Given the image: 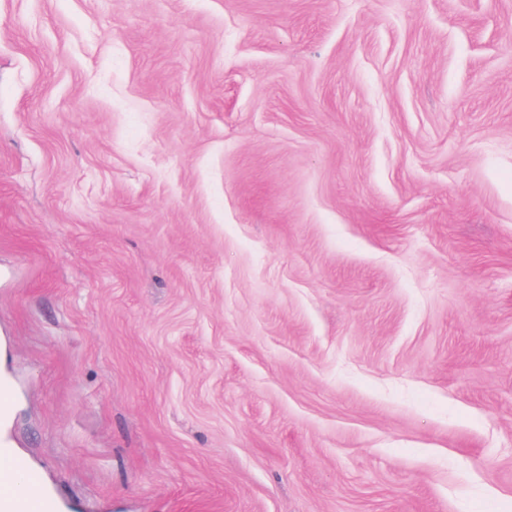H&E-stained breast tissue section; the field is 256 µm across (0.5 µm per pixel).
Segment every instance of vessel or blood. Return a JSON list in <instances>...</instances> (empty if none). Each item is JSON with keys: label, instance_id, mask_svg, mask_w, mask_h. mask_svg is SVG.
Masks as SVG:
<instances>
[{"label": "vessel or blood", "instance_id": "1", "mask_svg": "<svg viewBox=\"0 0 512 512\" xmlns=\"http://www.w3.org/2000/svg\"><path fill=\"white\" fill-rule=\"evenodd\" d=\"M0 459L6 463L0 471V512H56L55 502L48 495L20 492V485L36 487L41 478L17 457L10 443L0 441Z\"/></svg>", "mask_w": 512, "mask_h": 512}]
</instances>
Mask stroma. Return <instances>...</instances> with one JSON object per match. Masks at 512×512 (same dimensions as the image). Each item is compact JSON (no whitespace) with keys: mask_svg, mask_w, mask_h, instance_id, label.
I'll return each mask as SVG.
<instances>
[{"mask_svg":"<svg viewBox=\"0 0 512 512\" xmlns=\"http://www.w3.org/2000/svg\"><path fill=\"white\" fill-rule=\"evenodd\" d=\"M0 383L58 512H512V0H0Z\"/></svg>","mask_w":512,"mask_h":512,"instance_id":"obj_1","label":"stroma"}]
</instances>
